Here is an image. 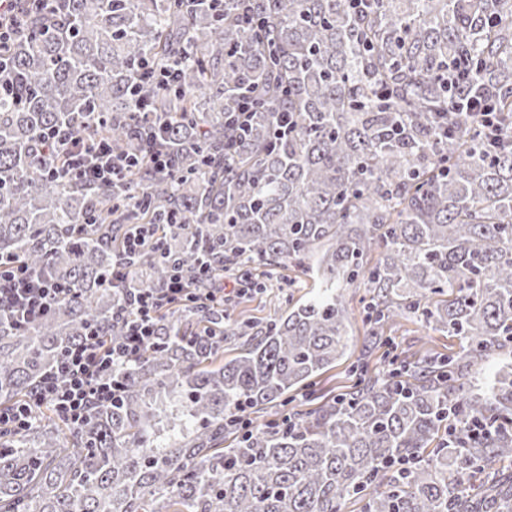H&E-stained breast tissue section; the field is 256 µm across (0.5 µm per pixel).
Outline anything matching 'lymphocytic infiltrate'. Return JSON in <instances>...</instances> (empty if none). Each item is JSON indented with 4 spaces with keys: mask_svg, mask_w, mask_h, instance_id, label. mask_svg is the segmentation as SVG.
I'll list each match as a JSON object with an SVG mask.
<instances>
[{
    "mask_svg": "<svg viewBox=\"0 0 512 512\" xmlns=\"http://www.w3.org/2000/svg\"><path fill=\"white\" fill-rule=\"evenodd\" d=\"M44 144L51 153H65L66 160L57 173L97 185H116L129 169L140 163L163 170L172 164V154L162 143L149 144L145 154H117L110 143L88 141L75 144L72 136L54 133ZM112 287L121 294L116 317L125 334L108 340L100 325H91L81 340L64 348L51 369L43 375L28 401L0 407V433L26 428L35 406L52 405L70 425L82 424L93 409L112 403L117 388L112 375L124 363L132 361L153 347L159 337L160 318L175 303L223 306L226 298L244 294L239 278L219 276L213 288L193 287L180 273H173L164 287L133 284L128 265L112 269ZM71 286L28 267H0V321L19 330L38 324L53 307L70 298Z\"/></svg>",
    "mask_w": 512,
    "mask_h": 512,
    "instance_id": "f902f5d3",
    "label": "lymphocytic infiltrate"
}]
</instances>
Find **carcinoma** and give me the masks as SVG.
<instances>
[{"label":"carcinoma","mask_w":512,"mask_h":512,"mask_svg":"<svg viewBox=\"0 0 512 512\" xmlns=\"http://www.w3.org/2000/svg\"><path fill=\"white\" fill-rule=\"evenodd\" d=\"M248 2L255 28L242 0H68L0 61L23 88L0 97V257L74 288L30 330L0 322V405L88 325L124 335L109 273L138 225L153 232L138 282L209 263L262 289L252 271L291 267L312 290L266 321L169 309L112 405L77 427L43 406L0 435V512H512V473L495 468L512 464V148L487 154L479 127L448 120L458 64L512 116V0H369L363 16L353 0ZM147 63L175 80L140 84ZM245 91L260 102L226 156ZM58 129L119 154L157 136L175 160L115 187L55 179L42 138ZM361 287L369 349L395 370L365 364L350 389L291 407L345 356L344 291ZM410 318L459 351L399 360L386 330Z\"/></svg>","instance_id":"cac0c4a2"}]
</instances>
